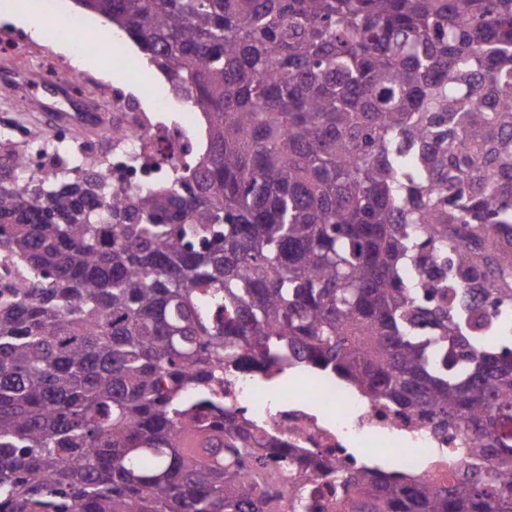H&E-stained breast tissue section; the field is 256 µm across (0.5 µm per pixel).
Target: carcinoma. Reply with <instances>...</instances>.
Wrapping results in <instances>:
<instances>
[{
	"label": "carcinoma",
	"mask_w": 512,
	"mask_h": 512,
	"mask_svg": "<svg viewBox=\"0 0 512 512\" xmlns=\"http://www.w3.org/2000/svg\"><path fill=\"white\" fill-rule=\"evenodd\" d=\"M207 124L169 182L0 139V512H314L212 380L285 355L481 448L336 512H512V0H76Z\"/></svg>",
	"instance_id": "cac0c4a2"
}]
</instances>
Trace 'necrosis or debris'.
Here are the masks:
<instances>
[{"label":"necrosis or debris","mask_w":512,"mask_h":512,"mask_svg":"<svg viewBox=\"0 0 512 512\" xmlns=\"http://www.w3.org/2000/svg\"><path fill=\"white\" fill-rule=\"evenodd\" d=\"M98 90L112 101L117 139L106 178L141 188L166 182L172 155L192 142L196 113L181 108L180 97L164 90L146 104L120 88L102 84ZM268 378L258 366H244L225 375L217 396L265 433L311 450V471L319 483L335 481L337 469L358 463L373 448L393 449L404 471L435 485L460 466L454 451L463 441L454 427L357 397L335 376L320 371H308L297 386L274 390Z\"/></svg>","instance_id":"4bbe7bcc"}]
</instances>
